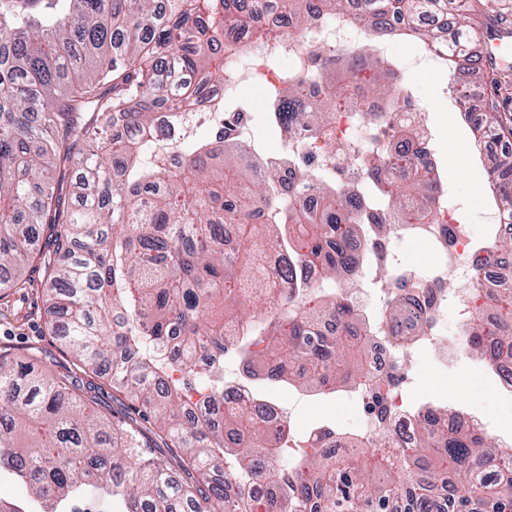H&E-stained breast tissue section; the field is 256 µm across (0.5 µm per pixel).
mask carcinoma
Here are the masks:
<instances>
[{
  "mask_svg": "<svg viewBox=\"0 0 512 512\" xmlns=\"http://www.w3.org/2000/svg\"><path fill=\"white\" fill-rule=\"evenodd\" d=\"M345 13L369 36L429 46L455 74L472 42L496 30L476 20L475 0H0V290L22 287L38 262L61 349L125 393L165 441L155 448L138 422L96 411L95 382L0 349V473L28 485L38 512H91L118 496L123 512H398L403 475L418 479L419 512L435 489L444 512L475 499L512 512V476L480 471L487 460L512 471V447L485 431L448 434L446 405L418 415L412 447H363L340 463L297 448L290 468L288 420L224 409V380L213 377L232 346L251 386L332 394L369 381L370 322L334 289L295 306L278 282L306 291L317 263L322 281L339 284L362 227L381 214L433 216L437 175L391 145L364 158L360 185L299 166L315 181L312 209L231 124L179 143L177 163L163 164V113L193 112L224 86V38L251 25L262 43L279 35L277 15L300 29ZM332 69L329 59L288 74L272 123L315 131L338 102L308 87ZM336 80L345 105L371 112L375 101L380 126L396 129L408 86L394 62L367 43ZM479 103V140L512 146V118L491 97ZM487 161L512 220V150ZM264 246L281 253L278 269L257 262ZM484 298L491 327L476 322L464 339L490 364L512 357V285ZM417 308L386 310L395 335L417 337ZM192 380L206 391L202 408L187 402ZM258 481L266 489L250 493Z\"/></svg>",
  "mask_w": 512,
  "mask_h": 512,
  "instance_id": "cac0c4a2",
  "label": "carcinoma"
}]
</instances>
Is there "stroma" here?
Here are the masks:
<instances>
[{
	"instance_id": "1",
	"label": "stroma",
	"mask_w": 512,
	"mask_h": 512,
	"mask_svg": "<svg viewBox=\"0 0 512 512\" xmlns=\"http://www.w3.org/2000/svg\"><path fill=\"white\" fill-rule=\"evenodd\" d=\"M404 79L420 101L425 120L434 131L438 160L447 166L448 185L463 201L465 217L477 219L488 181L486 167L472 165L469 161L470 153L483 148L473 133L477 114L461 118L456 89L446 72L408 69ZM269 94V88L262 84H245L237 91L241 102L254 115L251 138L255 149L261 153L279 146L277 135L265 117ZM24 281L23 287L0 292V347H11L20 353L37 352L48 369H67L75 376H82V369L60 350L50 334L49 315L42 297L43 270L38 263L27 266ZM411 371L415 381L407 396L412 404L468 408L491 421L494 436H512V399L503 395L491 368L480 358L463 354L444 366L424 347L412 358ZM255 391L291 407V425L296 432H304L315 425L350 432L356 429L358 410L344 392L323 396L291 386L266 385L256 386Z\"/></svg>"
}]
</instances>
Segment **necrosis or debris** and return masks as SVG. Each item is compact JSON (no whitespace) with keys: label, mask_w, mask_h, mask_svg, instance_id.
Segmentation results:
<instances>
[{"label":"necrosis or debris","mask_w":512,"mask_h":512,"mask_svg":"<svg viewBox=\"0 0 512 512\" xmlns=\"http://www.w3.org/2000/svg\"><path fill=\"white\" fill-rule=\"evenodd\" d=\"M365 41L348 16L338 15L316 25L314 30L288 28L277 39L252 45L247 31L224 43V87L218 95L234 99L246 82L258 81L283 90L285 72L302 74L316 64L317 54H330ZM329 130L337 143L349 151L350 160L336 166L340 183H348L361 170L354 160L376 147V130L368 112L345 110L334 114ZM462 207L449 191L436 197L434 216L427 224H394L387 235L372 234L360 239L347 268L344 288L337 295L352 299L370 312L376 325L366 349L371 380L365 389L352 392L351 399L362 408L358 439L379 445L384 433L410 439L414 431V408L404 404L402 392L412 382L407 368L414 352L398 350L387 341L388 323L383 314L396 299L419 300L428 311L429 326L420 336L421 346L438 358L457 352L458 342L482 313V291L495 282L501 263L493 250L476 253L472 224L461 218ZM421 241L433 247L435 260L427 271L408 268L404 282L396 284L375 269L378 258L398 259L405 242Z\"/></svg>","instance_id":"1"}]
</instances>
